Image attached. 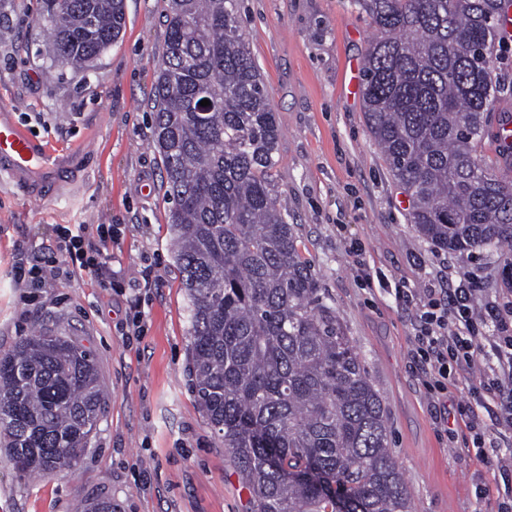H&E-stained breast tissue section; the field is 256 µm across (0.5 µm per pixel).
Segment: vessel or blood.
Segmentation results:
<instances>
[{
	"instance_id": "b4317fda",
	"label": "vessel or blood",
	"mask_w": 512,
	"mask_h": 512,
	"mask_svg": "<svg viewBox=\"0 0 512 512\" xmlns=\"http://www.w3.org/2000/svg\"><path fill=\"white\" fill-rule=\"evenodd\" d=\"M87 150L86 141L75 142L68 151L35 139L14 117L9 107H0V175L5 174L28 196L38 198L46 189H60Z\"/></svg>"
}]
</instances>
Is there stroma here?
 <instances>
[{
  "instance_id": "obj_1",
  "label": "stroma",
  "mask_w": 512,
  "mask_h": 512,
  "mask_svg": "<svg viewBox=\"0 0 512 512\" xmlns=\"http://www.w3.org/2000/svg\"><path fill=\"white\" fill-rule=\"evenodd\" d=\"M165 4L125 0L118 41L89 66L59 74L50 69L43 0H0V105L13 106L38 138L64 146L91 139L62 193L34 199L0 180V354L43 329L70 337L92 352L103 398V418L73 469L22 478L0 447V512H74L96 497L111 498L115 512L252 509L189 373L173 203L152 144ZM238 24L279 117L277 178L288 221L386 403L413 512H495L494 499L478 500L475 490L499 475L465 452L469 431L457 411L485 365L435 411L412 357L417 306L395 290L465 275L479 295L512 301V252H448L413 230L411 199L369 134L361 94L350 90L375 33L351 0H241ZM67 224H112L122 240L99 272L23 288L19 268L56 255L57 230ZM353 240L362 257L349 253ZM136 303L145 331L130 343L122 329Z\"/></svg>"
}]
</instances>
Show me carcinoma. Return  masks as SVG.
Segmentation results:
<instances>
[{
  "instance_id": "cac0c4a2",
  "label": "carcinoma",
  "mask_w": 512,
  "mask_h": 512,
  "mask_svg": "<svg viewBox=\"0 0 512 512\" xmlns=\"http://www.w3.org/2000/svg\"><path fill=\"white\" fill-rule=\"evenodd\" d=\"M375 27L364 120L412 200L410 223L449 251L512 250V181L482 154L500 0H353ZM238 0H167L152 143L175 202L189 371L255 512H412L385 402L288 223L280 125L237 22ZM52 67L116 42L124 0H44ZM212 107L190 111L200 96ZM91 352L50 330L0 355V447L21 477L74 468L100 420Z\"/></svg>"
}]
</instances>
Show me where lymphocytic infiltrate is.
Listing matches in <instances>:
<instances>
[{
    "mask_svg": "<svg viewBox=\"0 0 512 512\" xmlns=\"http://www.w3.org/2000/svg\"><path fill=\"white\" fill-rule=\"evenodd\" d=\"M112 225L100 224L95 237L86 227L59 229V250L74 270L95 271L104 267V246L115 243ZM420 314L415 356L421 383L432 402L447 399L458 389L464 373L477 362L487 364L471 401L462 412L465 427L479 458L494 464L505 482L497 490L498 512H512V307L493 300L479 301L467 280L448 288H424L418 293ZM496 407L497 430L483 418L488 405Z\"/></svg>",
    "mask_w": 512,
    "mask_h": 512,
    "instance_id": "lymphocytic-infiltrate-1",
    "label": "lymphocytic infiltrate"
}]
</instances>
